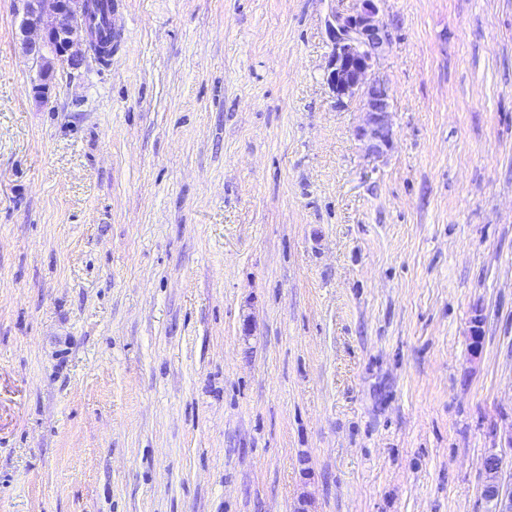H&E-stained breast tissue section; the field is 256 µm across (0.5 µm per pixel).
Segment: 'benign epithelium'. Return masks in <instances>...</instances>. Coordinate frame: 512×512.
Wrapping results in <instances>:
<instances>
[{
  "mask_svg": "<svg viewBox=\"0 0 512 512\" xmlns=\"http://www.w3.org/2000/svg\"><path fill=\"white\" fill-rule=\"evenodd\" d=\"M350 13H331L327 32L332 44L326 83L336 104L356 100L364 122L356 137L368 142V151L380 156L391 146V103L385 82L373 76L378 51L389 43L387 26L378 18L377 0H358ZM23 52L40 62L35 98L45 103L53 94L55 64L80 67L94 50L93 35L85 21V0H26L20 25ZM503 459L484 457V496L496 501L497 512H512V494L502 490L499 475Z\"/></svg>",
  "mask_w": 512,
  "mask_h": 512,
  "instance_id": "obj_1",
  "label": "benign epithelium"
}]
</instances>
